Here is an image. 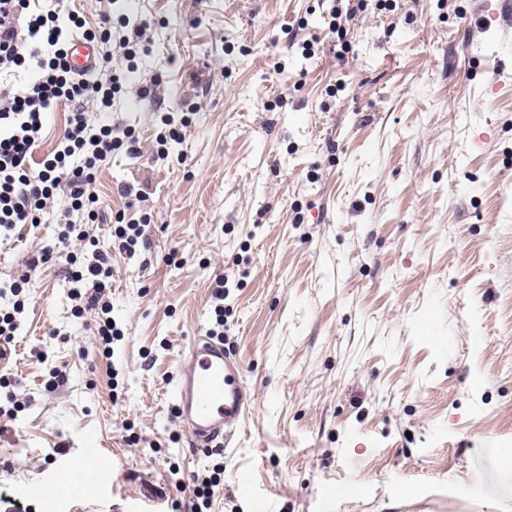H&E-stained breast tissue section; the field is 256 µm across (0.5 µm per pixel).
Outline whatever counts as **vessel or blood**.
Wrapping results in <instances>:
<instances>
[{"label": "vessel or blood", "instance_id": "1", "mask_svg": "<svg viewBox=\"0 0 512 512\" xmlns=\"http://www.w3.org/2000/svg\"><path fill=\"white\" fill-rule=\"evenodd\" d=\"M70 45L75 72L92 70L98 52L95 42L77 35ZM251 406L241 367L223 340L210 335L193 337L183 352L174 396L178 424L190 447L223 446L240 429Z\"/></svg>", "mask_w": 512, "mask_h": 512}]
</instances>
